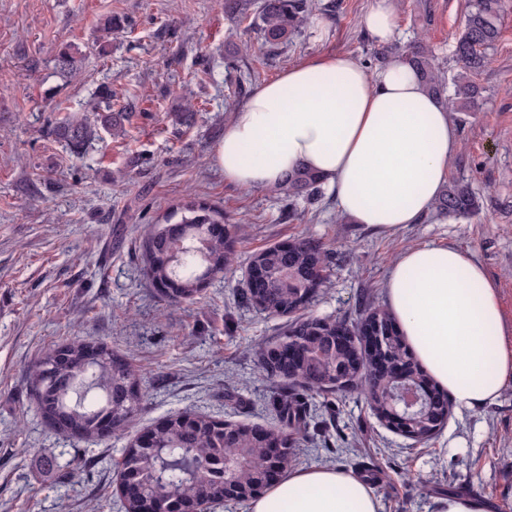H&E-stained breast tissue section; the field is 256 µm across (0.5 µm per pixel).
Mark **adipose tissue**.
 Listing matches in <instances>:
<instances>
[{"label":"adipose tissue","mask_w":512,"mask_h":512,"mask_svg":"<svg viewBox=\"0 0 512 512\" xmlns=\"http://www.w3.org/2000/svg\"><path fill=\"white\" fill-rule=\"evenodd\" d=\"M461 148L447 109L401 58L377 70L319 55L258 87L234 110L216 160L245 189L278 186L296 168L319 175L339 213L382 231L418 223L441 197ZM387 304L423 368L454 403L476 410L512 378L498 289L453 246L402 251ZM249 512H381L367 482L331 468L294 470Z\"/></svg>","instance_id":"obj_1"}]
</instances>
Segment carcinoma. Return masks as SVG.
Here are the masks:
<instances>
[{"label": "carcinoma", "mask_w": 512, "mask_h": 512, "mask_svg": "<svg viewBox=\"0 0 512 512\" xmlns=\"http://www.w3.org/2000/svg\"><path fill=\"white\" fill-rule=\"evenodd\" d=\"M252 0H224V12L246 17ZM315 4L311 0H260L254 29L261 45L276 50L301 34ZM499 16L492 0H476L469 12L465 30L456 45V55L463 70L456 77L455 97L448 98L446 83L431 48L416 44L395 53L404 58L424 79L428 89L443 105L454 112H469L482 94L475 77L488 63L487 52L498 41ZM56 68L62 74L78 69V60L68 48L60 50ZM111 135L123 133L120 117L112 113V88L102 85L89 101L87 112L74 113L49 128L54 139L63 142L79 157L88 153L100 131ZM322 180L315 173L297 168L288 174L279 189L288 199L310 200L321 194ZM438 208L450 214L474 213L480 209L476 193L466 182H457L446 191ZM142 248L145 277L174 302L190 301L208 278L224 272L237 259L232 236L226 231L224 211L198 197H191L149 224L144 231ZM250 279L245 298L258 299L270 314H290L305 306L313 290L327 279L329 260L323 245L302 238L288 247H271L250 256ZM365 319L379 326L381 345L364 350L368 360L338 374L336 357L343 352L338 336H353L357 327L345 320L305 318L292 324L285 333V343L305 347L313 354L300 372L288 376L305 392H332L340 385L355 384L371 408L387 413V383L379 376L373 359L382 357L389 365L388 374L402 365L420 386L440 393L439 385L413 359L412 352L392 316L381 309H371ZM87 344L76 340L61 347H51L30 367L29 380L35 390L38 407L54 428L92 438L99 435L100 423L108 418L112 428H124L141 407L143 395L139 378L144 375L115 358L107 349L90 361ZM442 407L408 426L410 438L427 441L448 417ZM278 426L266 432L244 424L215 420L209 416L175 412L158 429L154 445L141 448L132 443L123 449L121 476L138 479L151 493L168 496L178 512H194L198 495L209 485L224 483L225 460L235 448H259L258 438L281 442L284 430L300 435L307 429L311 409L297 393H283L271 402ZM261 454H255L253 466L238 474L239 484L249 488L248 498L266 487L253 488L256 476L263 472Z\"/></svg>", "instance_id": "obj_1"}]
</instances>
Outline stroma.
<instances>
[{"mask_svg":"<svg viewBox=\"0 0 512 512\" xmlns=\"http://www.w3.org/2000/svg\"><path fill=\"white\" fill-rule=\"evenodd\" d=\"M334 2L272 54L249 19L225 15L224 0H0V512H120L123 448L177 411L275 427L268 400L280 381L261 375L252 347L278 348L291 318L258 313L245 299L254 252L299 238L322 242L330 277L301 314L354 322L368 307H385L387 259L413 245H452L496 282L512 324V0H497L500 37L476 78V107L450 115L461 150L448 179L470 183L478 213L434 209L383 233L339 214L330 191L292 212L277 191L225 179L215 150L233 117L230 82L253 90L321 54L371 61L377 46L363 18L374 0ZM471 2L394 0V47L426 42L453 78ZM110 16L128 27L113 31L104 54L98 38ZM245 42L249 55L227 72L229 47ZM68 46L81 57L73 77L55 68ZM103 84L112 87L113 110L132 112L124 134H103L80 159L44 129L84 111ZM187 103L198 111L190 126L175 118ZM190 193L223 210L239 259L193 302L174 304L146 280L141 238ZM77 337L144 372L133 421L92 440L50 426L27 376L45 348ZM296 449L301 467L355 474L367 463L387 472L389 481L374 487L382 512H438L451 494L512 512V380L477 411L452 410L425 442L353 392L318 397Z\"/></svg>","mask_w":512,"mask_h":512,"instance_id":"1","label":"stroma"}]
</instances>
